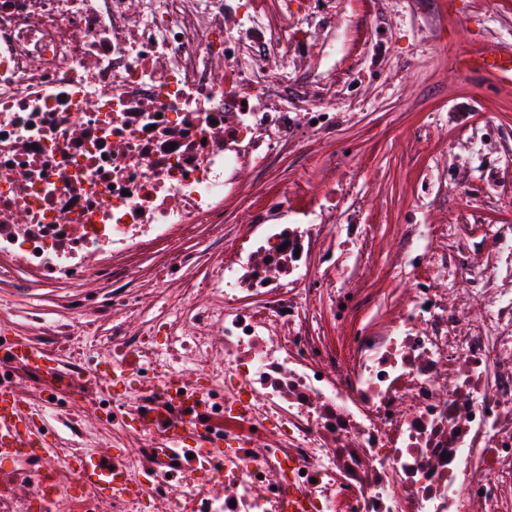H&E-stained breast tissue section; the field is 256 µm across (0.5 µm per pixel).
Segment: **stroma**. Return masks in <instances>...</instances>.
<instances>
[{
	"label": "stroma",
	"mask_w": 512,
	"mask_h": 512,
	"mask_svg": "<svg viewBox=\"0 0 512 512\" xmlns=\"http://www.w3.org/2000/svg\"><path fill=\"white\" fill-rule=\"evenodd\" d=\"M384 3L391 13L392 28L380 73L368 84L361 102L352 106V119L337 133L335 145H310L325 156L347 154V193L365 203L363 214L374 244L361 273L378 292L376 307L366 314L370 320L382 319L405 295V284L391 275L397 249L394 228L405 223L420 191L418 168L449 140L445 130L432 125L435 113L445 101L459 97L497 99L501 102L498 122L512 130V79L479 74L467 83L457 67L458 57L487 30L494 34L499 49L512 52V0H454L447 39L433 45L420 42V22L411 16L407 0ZM365 8L364 0H336L337 74L367 65L366 48L372 34L351 26ZM79 296V289L64 285L35 284L20 294L0 292V305L12 308L9 317H0V339L9 331L22 333L26 313L52 317L75 308Z\"/></svg>",
	"instance_id": "35a3bbf8"
}]
</instances>
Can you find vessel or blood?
Instances as JSON below:
<instances>
[{"label":"vessel or blood","instance_id":"1","mask_svg":"<svg viewBox=\"0 0 512 512\" xmlns=\"http://www.w3.org/2000/svg\"><path fill=\"white\" fill-rule=\"evenodd\" d=\"M21 360L47 376L63 370L61 360L42 352L24 335H16L0 349V362L9 364ZM42 407L24 405L17 396L13 381H0V468L25 452L51 453L63 456L86 481L98 486L102 498L112 496V466L98 455H78L76 451L57 446L47 425L42 424Z\"/></svg>","mask_w":512,"mask_h":512}]
</instances>
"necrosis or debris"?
<instances>
[{
    "instance_id": "4bbe7bcc",
    "label": "necrosis or debris",
    "mask_w": 512,
    "mask_h": 512,
    "mask_svg": "<svg viewBox=\"0 0 512 512\" xmlns=\"http://www.w3.org/2000/svg\"><path fill=\"white\" fill-rule=\"evenodd\" d=\"M335 14L336 0H0V288L34 274L111 289L84 333L108 330L126 385L104 402L139 432L112 457L111 502L62 457L25 454L0 512H512V224L488 246L466 231L479 205L461 225H398L392 276L413 287L378 323L350 264L371 230L335 181L313 207H295L297 179L224 221L252 177L303 137L333 140L359 101L357 78L312 59L314 42L335 56ZM435 122L454 137L421 199L478 169L501 197L512 157L488 163L494 114L453 102ZM181 236L215 258L174 251ZM464 268L472 319L436 281ZM25 326L69 367L49 387L16 364L28 392L74 391L93 346L35 312Z\"/></svg>"
}]
</instances>
